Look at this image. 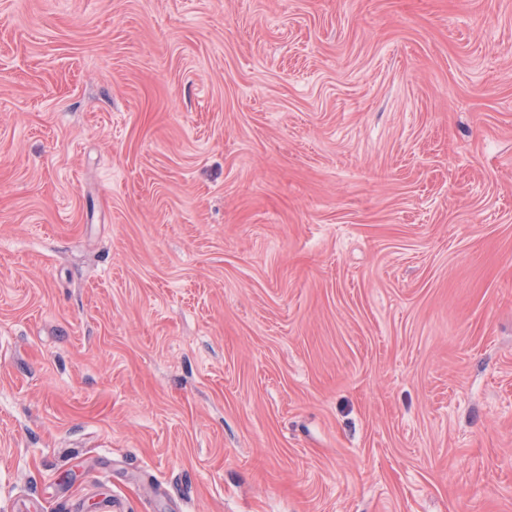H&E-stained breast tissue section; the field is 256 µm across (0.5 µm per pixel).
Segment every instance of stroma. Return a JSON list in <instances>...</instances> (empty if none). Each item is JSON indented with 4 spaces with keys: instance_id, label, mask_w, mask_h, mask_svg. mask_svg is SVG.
<instances>
[{
    "instance_id": "1",
    "label": "stroma",
    "mask_w": 512,
    "mask_h": 512,
    "mask_svg": "<svg viewBox=\"0 0 512 512\" xmlns=\"http://www.w3.org/2000/svg\"><path fill=\"white\" fill-rule=\"evenodd\" d=\"M512 512V0H0V512Z\"/></svg>"
}]
</instances>
